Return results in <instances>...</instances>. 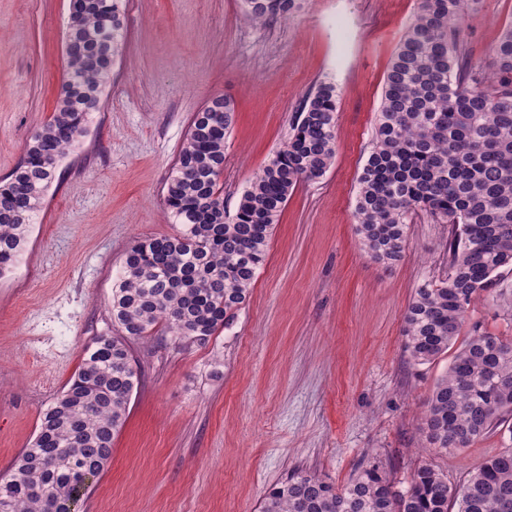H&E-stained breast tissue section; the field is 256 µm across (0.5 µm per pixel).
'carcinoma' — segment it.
Listing matches in <instances>:
<instances>
[{
  "label": "carcinoma",
  "mask_w": 512,
  "mask_h": 512,
  "mask_svg": "<svg viewBox=\"0 0 512 512\" xmlns=\"http://www.w3.org/2000/svg\"><path fill=\"white\" fill-rule=\"evenodd\" d=\"M121 0H71L65 70L52 117L27 140L0 183V277L21 257L60 161L79 147L100 107L124 39ZM477 0H418L390 62L375 139L358 178L356 232L377 261H397L411 215L452 225L448 268L416 289L403 315L405 350L418 364L453 352L424 414L425 449L466 448L512 421V338L473 330L459 340L472 302L487 296L512 317V26L486 67L471 64L459 30ZM303 0H240L243 17L266 26ZM338 92L321 82L293 115L287 140L224 206V151L235 108L212 98L192 116L165 185L179 226L139 238L112 285L122 335L86 346L77 374L43 412L33 444L0 476V512H70L112 458L140 382L130 340L158 328L197 345L230 324L246 302L289 197L322 177L336 157ZM260 512H512V448L484 459L459 485L431 463L400 493L377 469L344 488L298 473L270 490Z\"/></svg>",
  "instance_id": "obj_1"
}]
</instances>
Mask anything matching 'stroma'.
Wrapping results in <instances>:
<instances>
[{
  "mask_svg": "<svg viewBox=\"0 0 512 512\" xmlns=\"http://www.w3.org/2000/svg\"><path fill=\"white\" fill-rule=\"evenodd\" d=\"M416 7L306 0L258 27L239 0H122L126 36L101 107L0 277V474L32 443L84 345L113 332L112 284L128 247L177 232L162 193L192 114L216 95L235 105L224 159L232 210L324 80L339 90L331 169L295 189L228 327L204 346L131 342L140 384L79 512H259L300 471L341 487L375 468L404 490L426 461L456 485L512 445L501 426L466 448L419 451L425 401L448 360H408L403 314L443 274L450 225L415 214L392 263L371 258L355 231L384 74ZM68 13L69 0H0L2 182L56 106ZM510 25L512 0H478L459 34L473 64Z\"/></svg>",
  "mask_w": 512,
  "mask_h": 512,
  "instance_id": "stroma-1",
  "label": "stroma"
}]
</instances>
